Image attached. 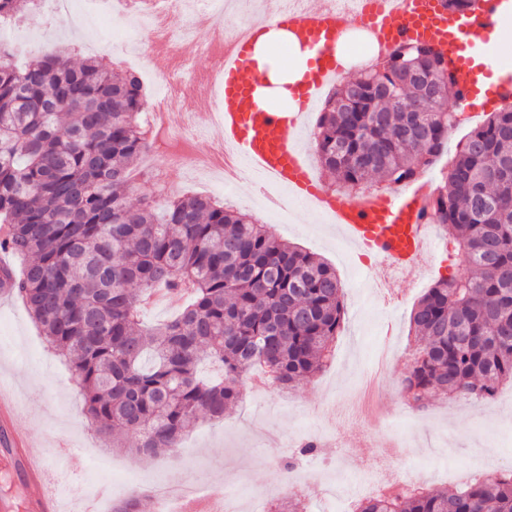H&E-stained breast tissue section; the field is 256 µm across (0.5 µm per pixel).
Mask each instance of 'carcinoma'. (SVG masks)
<instances>
[{
	"mask_svg": "<svg viewBox=\"0 0 512 512\" xmlns=\"http://www.w3.org/2000/svg\"><path fill=\"white\" fill-rule=\"evenodd\" d=\"M36 0H0V22ZM402 48L380 70L335 87L313 133L323 168L347 189L391 185L448 147L455 75L429 45ZM148 95L138 72H110L71 50L18 66L0 43V267L47 344L67 358L87 418L151 457L201 418L221 422L262 366L291 390L322 371L343 319V287L327 262L272 235L244 212L197 195L129 201L147 147ZM420 108L415 124L404 108ZM468 263L415 305L416 349L403 391L416 409L434 396L487 400L512 384V104L457 145L431 216ZM189 298L144 327L148 289ZM219 368L202 379L201 354ZM151 496L113 512H149ZM270 512H306L301 496ZM355 512H512V469L478 472L447 491L413 486L368 497Z\"/></svg>",
	"mask_w": 512,
	"mask_h": 512,
	"instance_id": "carcinoma-1",
	"label": "carcinoma"
}]
</instances>
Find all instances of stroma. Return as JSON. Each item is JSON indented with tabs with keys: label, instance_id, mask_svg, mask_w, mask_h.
Segmentation results:
<instances>
[{
	"label": "stroma",
	"instance_id": "1",
	"mask_svg": "<svg viewBox=\"0 0 512 512\" xmlns=\"http://www.w3.org/2000/svg\"><path fill=\"white\" fill-rule=\"evenodd\" d=\"M88 10V0H70V14L77 22L72 29L56 20L49 0H43L39 8L0 33V39L41 47L75 42L80 56H98L107 67L112 56L130 51L138 72L167 71V57L154 51L145 36L133 49L115 41L110 53H99L98 46L109 33ZM163 186L172 195L192 191L218 197L225 205L250 213L279 239L331 263L343 286L341 332L327 367L291 391L289 402H282L275 388L245 393L225 413L223 422L199 421L178 448L145 459L128 449L101 444L84 414L83 396L71 378L66 358L46 347L19 300L0 299V387L14 391L23 402L20 421L28 431L31 450L44 454L66 441L76 448H104L107 456L103 471L87 459L75 473L66 461L57 462L61 512H73L78 493L92 492L105 480L112 485V497L99 501L98 512H112L114 502L137 492H151L161 475L200 478L222 488L243 482L247 494L239 498L237 507L239 512H252L249 493L264 494L270 502L284 496V469L294 460L296 445L307 442L319 448L316 455L298 465L308 512H326L337 504L343 512H352L355 502L366 495L369 465L381 455L385 442L405 434L413 413L400 386L404 365L415 348L409 335L411 309L439 277L466 273L462 256L449 250L443 232H436L423 257L419 278L400 283L403 301L388 305L374 293L368 259L351 250L305 204L291 203V215L285 220L264 207L255 180L227 187L196 178L185 168L166 171ZM388 321L396 327L400 357L387 378L388 405L395 415L392 429L375 438H363L359 435L361 422L340 418L335 425H328L322 419L324 411L332 406L340 415L344 413L347 392L384 345L382 326ZM429 408L435 421L425 427L424 434L432 448L427 453L412 444L402 448L391 462L397 477H411L442 489L462 482L466 473L478 467H512V386L503 387L491 403L437 398ZM336 428L352 436L341 450L327 445L328 435Z\"/></svg>",
	"mask_w": 512,
	"mask_h": 512
}]
</instances>
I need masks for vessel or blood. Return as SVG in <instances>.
Listing matches in <instances>:
<instances>
[{"instance_id": "obj_1", "label": "vessel or blood", "mask_w": 512, "mask_h": 512, "mask_svg": "<svg viewBox=\"0 0 512 512\" xmlns=\"http://www.w3.org/2000/svg\"><path fill=\"white\" fill-rule=\"evenodd\" d=\"M509 13L512 0H493L490 11L466 15L449 12L447 0H362L352 16L325 6L275 15L277 24L305 34L314 50L307 71L291 88L295 100L291 112L241 108L242 100L254 94L239 78L261 32L260 24H253L238 38L221 75L219 124L224 142L298 199L317 202L357 249L390 269L413 273L428 249L423 190L394 198L371 195L360 201L331 196L321 189L295 147L301 116L338 75L334 48L353 17L372 32L382 49L407 41L431 45L462 83L466 107L489 110L512 97V72L495 75L492 66L476 62L475 55L491 44L500 19ZM15 407V395L0 388V441L14 451L22 482L31 490L23 506L26 512H58L59 495L46 482L48 459L24 451L27 433L15 421Z\"/></svg>"}]
</instances>
